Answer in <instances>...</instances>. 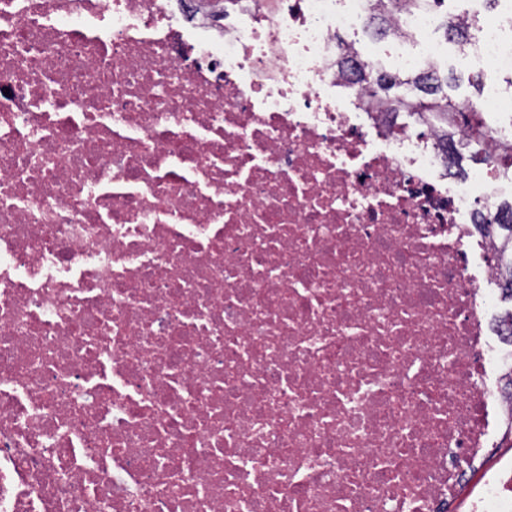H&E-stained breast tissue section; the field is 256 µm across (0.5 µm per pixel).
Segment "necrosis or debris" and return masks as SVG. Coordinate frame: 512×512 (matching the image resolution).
I'll use <instances>...</instances> for the list:
<instances>
[{"mask_svg":"<svg viewBox=\"0 0 512 512\" xmlns=\"http://www.w3.org/2000/svg\"><path fill=\"white\" fill-rule=\"evenodd\" d=\"M458 2L0 0V512H448L512 425V124L458 173L356 71L512 73ZM478 229L490 234H498V244L502 254V264L499 268V280L505 295L512 299V222L510 224H476Z\"/></svg>","mask_w":512,"mask_h":512,"instance_id":"1","label":"necrosis or debris"}]
</instances>
